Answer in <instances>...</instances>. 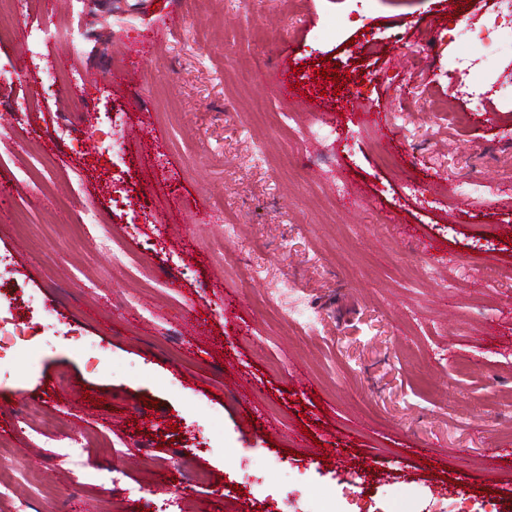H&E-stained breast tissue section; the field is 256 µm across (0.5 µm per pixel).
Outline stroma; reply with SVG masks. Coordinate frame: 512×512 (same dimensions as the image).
<instances>
[{
    "label": "stroma",
    "instance_id": "obj_1",
    "mask_svg": "<svg viewBox=\"0 0 512 512\" xmlns=\"http://www.w3.org/2000/svg\"><path fill=\"white\" fill-rule=\"evenodd\" d=\"M110 6L105 25L84 0H14L0 36V315L37 336L32 358L0 355V512H309L321 492L350 512H512V97L493 88L512 48L481 101L448 96L451 35L484 0ZM62 8L83 25L68 56L39 32ZM174 14L137 75L113 79ZM63 65L87 84L53 82ZM281 65L285 100L227 82ZM356 104L385 113V141ZM91 201L135 271L80 231ZM228 224L246 232L215 252ZM277 287L316 324L275 317Z\"/></svg>",
    "mask_w": 512,
    "mask_h": 512
}]
</instances>
